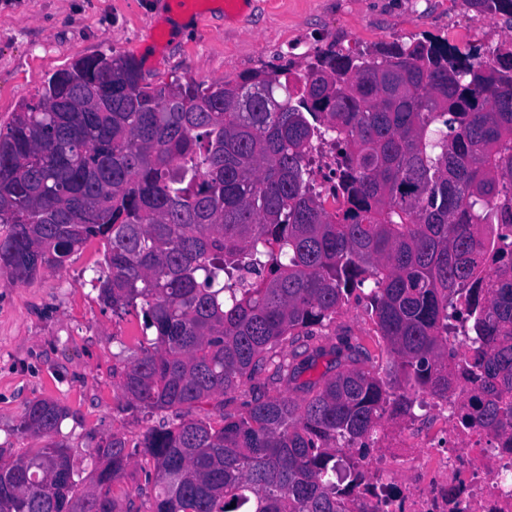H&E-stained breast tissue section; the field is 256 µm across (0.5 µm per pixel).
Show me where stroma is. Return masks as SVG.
<instances>
[{"mask_svg":"<svg viewBox=\"0 0 512 512\" xmlns=\"http://www.w3.org/2000/svg\"><path fill=\"white\" fill-rule=\"evenodd\" d=\"M175 16L171 0H0V128L53 72L99 54L134 58L147 82L162 85L201 74L210 82L232 80L285 64L300 73L331 44L361 53L429 36L489 55L512 39L511 20L477 18L466 0H197L184 13L190 26L178 31ZM102 258V246L93 242L61 271L16 283L0 276V448L42 447L17 426L29 401H55L70 411L56 439L70 448L85 479L91 448L114 434L136 443L149 426L125 411L112 376L144 338L136 312L117 316L98 301L90 280ZM315 336L328 344L351 338L374 364L388 361L364 299L351 298ZM263 395L300 393L258 375L202 413L215 422L224 414L238 417Z\"/></svg>","mask_w":512,"mask_h":512,"instance_id":"35a3bbf8","label":"stroma"}]
</instances>
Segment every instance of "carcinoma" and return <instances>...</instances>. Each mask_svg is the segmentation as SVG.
Instances as JSON below:
<instances>
[{"label":"carcinoma","mask_w":512,"mask_h":512,"mask_svg":"<svg viewBox=\"0 0 512 512\" xmlns=\"http://www.w3.org/2000/svg\"><path fill=\"white\" fill-rule=\"evenodd\" d=\"M467 2L512 19V0ZM141 80L127 57L78 59L0 129V274L28 281L102 241L98 299L154 336L118 371L126 407L175 420L105 440L86 488L61 443L0 448V512H115L139 454L152 473L127 512H346L339 483L360 474L344 451L391 391L461 368L482 423L512 431V40L490 58L425 37L332 45L295 87L266 69ZM328 138L334 212L310 192ZM357 291L386 379L360 343H309ZM450 333L467 354L448 355ZM262 373L305 397H258L220 426L193 414ZM68 415L31 401L19 430L50 439Z\"/></svg>","instance_id":"1"}]
</instances>
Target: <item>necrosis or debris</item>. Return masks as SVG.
<instances>
[{
  "instance_id": "obj_1",
  "label": "necrosis or debris",
  "mask_w": 512,
  "mask_h": 512,
  "mask_svg": "<svg viewBox=\"0 0 512 512\" xmlns=\"http://www.w3.org/2000/svg\"><path fill=\"white\" fill-rule=\"evenodd\" d=\"M475 386L460 373L448 392L385 412L353 459L349 512H512V432L483 426L467 403Z\"/></svg>"
}]
</instances>
